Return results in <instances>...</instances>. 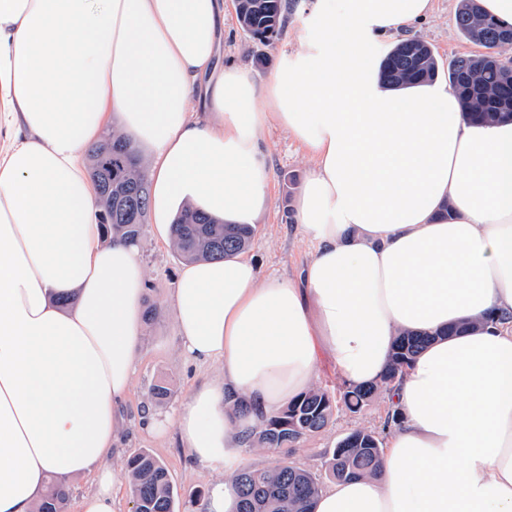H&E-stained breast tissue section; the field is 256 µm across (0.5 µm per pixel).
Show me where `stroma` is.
Masks as SVG:
<instances>
[{
  "mask_svg": "<svg viewBox=\"0 0 512 512\" xmlns=\"http://www.w3.org/2000/svg\"><path fill=\"white\" fill-rule=\"evenodd\" d=\"M310 0H298L278 39L270 43L254 40L239 26L235 14H228L224 34L225 64L248 68L257 80H266L274 71L282 53L295 51L303 36L300 20ZM457 0H433L430 15L400 31V38L416 37L427 42L441 64L456 56L478 53V46L459 32L455 14ZM266 162L269 177L270 205L261 216L256 234L247 250L257 262L261 278L297 277L311 257L310 245L301 238L295 203L307 176L309 164L301 144L285 130L271 126L266 133ZM148 270L145 309L152 315L144 322L140 338V355L131 394L126 405L125 425L111 464L125 469L129 456L149 450L166 465L174 487L182 496L194 491H208L210 484L224 475L223 467H204L195 462L184 448L176 430L156 437L146 430L147 418L170 417L185 401L192 387L212 377L213 365H198L181 352L180 339L170 309L176 286V273L182 263L172 247L155 241L144 232L139 244ZM165 386L164 400L153 396L155 386ZM390 405L386 391L380 390L360 412L336 410L328 424L318 433L295 444L288 454L290 465L320 478L331 486L326 473L327 460L339 439L360 428L386 438Z\"/></svg>",
  "mask_w": 512,
  "mask_h": 512,
  "instance_id": "obj_1",
  "label": "stroma"
}]
</instances>
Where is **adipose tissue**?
<instances>
[{
    "label": "adipose tissue",
    "instance_id": "1",
    "mask_svg": "<svg viewBox=\"0 0 512 512\" xmlns=\"http://www.w3.org/2000/svg\"><path fill=\"white\" fill-rule=\"evenodd\" d=\"M430 11L312 0L305 42L260 82L222 61L226 0H0V512L84 475L78 512H117L147 278L99 222L89 149L111 126L146 148L168 243L188 207L256 223L272 122L311 158L309 262L263 280L242 253L186 261L171 296L183 353L220 365L171 419L195 461L225 467L206 512H235L243 435L311 387L321 355L379 384L404 331L436 339L393 385L376 475L309 512H512V122L469 120L439 82L381 83L382 37ZM338 20L339 47L322 37Z\"/></svg>",
    "mask_w": 512,
    "mask_h": 512
}]
</instances>
